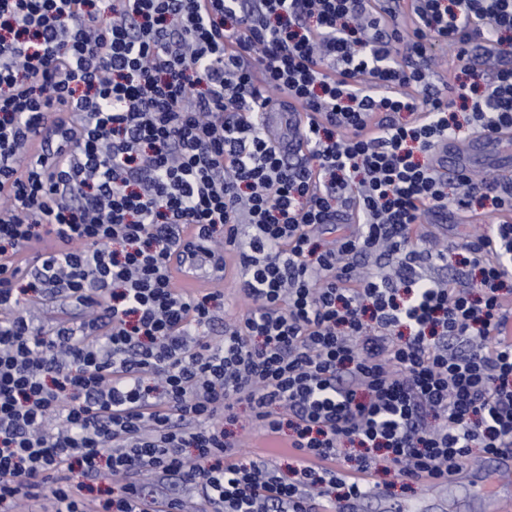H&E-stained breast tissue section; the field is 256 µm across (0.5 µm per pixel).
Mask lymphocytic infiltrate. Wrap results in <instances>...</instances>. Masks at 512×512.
Returning <instances> with one entry per match:
<instances>
[{
    "instance_id": "lymphocytic-infiltrate-1",
    "label": "lymphocytic infiltrate",
    "mask_w": 512,
    "mask_h": 512,
    "mask_svg": "<svg viewBox=\"0 0 512 512\" xmlns=\"http://www.w3.org/2000/svg\"><path fill=\"white\" fill-rule=\"evenodd\" d=\"M438 47L489 65L435 91ZM465 125L512 135V0H0V512H188L174 479L213 512H338L511 453L512 183L430 159ZM451 206L495 217L459 285L413 245ZM185 259L240 283L220 341ZM241 404L287 473L231 437Z\"/></svg>"
}]
</instances>
